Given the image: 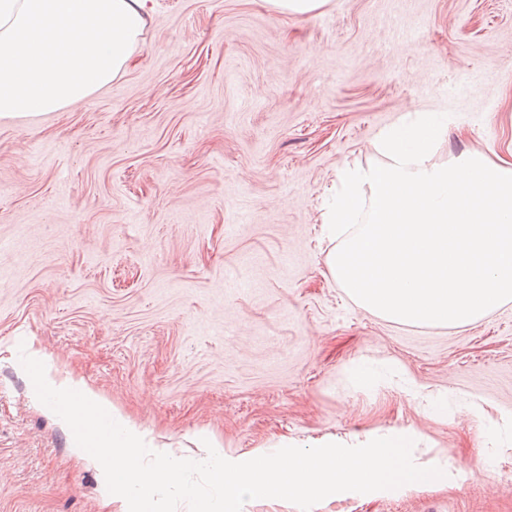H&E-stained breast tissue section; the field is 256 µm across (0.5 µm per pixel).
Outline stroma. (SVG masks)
Returning a JSON list of instances; mask_svg holds the SVG:
<instances>
[{
    "mask_svg": "<svg viewBox=\"0 0 512 512\" xmlns=\"http://www.w3.org/2000/svg\"><path fill=\"white\" fill-rule=\"evenodd\" d=\"M130 66L57 112L0 119V512H123L36 401L34 339L180 457L411 429L457 483L317 512H512V302L460 328L390 323L329 273L324 200L381 130L448 114L437 160L512 142V0H149ZM384 370L356 386L359 364ZM412 378L448 395L418 411ZM275 9L290 15H309L323 5L327 0H266Z\"/></svg>",
    "mask_w": 512,
    "mask_h": 512,
    "instance_id": "obj_1",
    "label": "stroma"
}]
</instances>
